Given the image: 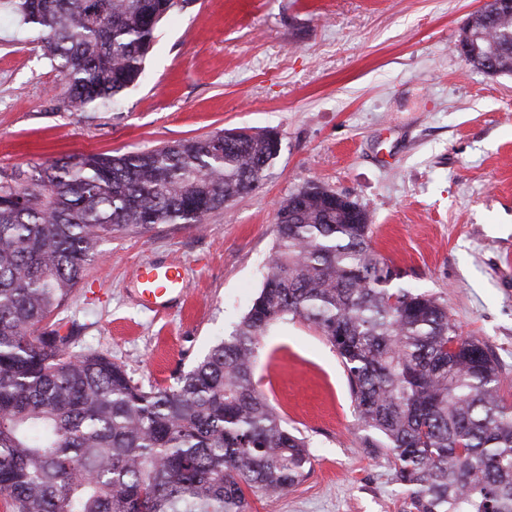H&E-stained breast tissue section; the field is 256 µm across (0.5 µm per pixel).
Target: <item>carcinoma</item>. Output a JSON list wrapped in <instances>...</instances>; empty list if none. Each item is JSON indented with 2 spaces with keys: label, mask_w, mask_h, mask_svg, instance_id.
Instances as JSON below:
<instances>
[{
  "label": "carcinoma",
  "mask_w": 512,
  "mask_h": 512,
  "mask_svg": "<svg viewBox=\"0 0 512 512\" xmlns=\"http://www.w3.org/2000/svg\"><path fill=\"white\" fill-rule=\"evenodd\" d=\"M186 0H0L37 33L74 111L140 77ZM512 15L479 49L512 73ZM266 136L216 132L145 152L0 173V495L10 512H249L298 485L307 440L254 384L262 336L290 315L348 374L366 448L389 449L409 512H512V404L500 360L439 298L399 283L368 213L310 184L277 213L262 288L235 329L172 385L143 390L98 351L69 352L53 315L112 236L202 224L263 180Z\"/></svg>",
  "instance_id": "1"
}]
</instances>
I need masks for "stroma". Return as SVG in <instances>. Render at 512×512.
<instances>
[{"label":"stroma","instance_id":"35a3bbf8","mask_svg":"<svg viewBox=\"0 0 512 512\" xmlns=\"http://www.w3.org/2000/svg\"><path fill=\"white\" fill-rule=\"evenodd\" d=\"M484 0H190L165 19L118 105L73 112L36 34L0 14V172L82 154L148 151L222 129L278 131L260 186L203 226L159 224L104 242L54 315L72 352L99 351L146 388L172 384L257 297L279 204L317 183L370 216L404 286L490 345L512 403V74L456 49ZM185 264L184 305L152 313L146 260ZM254 383L309 443L298 486L251 512H405L392 456L367 448L335 348L292 317L260 348Z\"/></svg>","mask_w":512,"mask_h":512}]
</instances>
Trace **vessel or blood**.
I'll use <instances>...</instances> for the list:
<instances>
[{
	"label": "vessel or blood",
	"instance_id": "obj_1",
	"mask_svg": "<svg viewBox=\"0 0 512 512\" xmlns=\"http://www.w3.org/2000/svg\"><path fill=\"white\" fill-rule=\"evenodd\" d=\"M138 296L145 306L160 310L186 299L187 286L180 261H148L138 267Z\"/></svg>",
	"mask_w": 512,
	"mask_h": 512
}]
</instances>
